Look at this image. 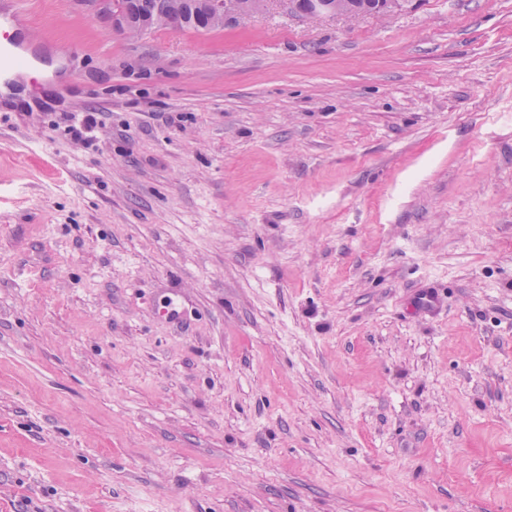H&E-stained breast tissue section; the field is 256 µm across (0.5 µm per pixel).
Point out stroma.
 I'll return each mask as SVG.
<instances>
[{"label": "stroma", "mask_w": 512, "mask_h": 512, "mask_svg": "<svg viewBox=\"0 0 512 512\" xmlns=\"http://www.w3.org/2000/svg\"><path fill=\"white\" fill-rule=\"evenodd\" d=\"M25 41L0 512H512V0ZM99 112H82L81 115H69L66 120L70 122L66 125V134L71 140L83 142L91 138V134L99 127L102 120Z\"/></svg>", "instance_id": "35a3bbf8"}]
</instances>
